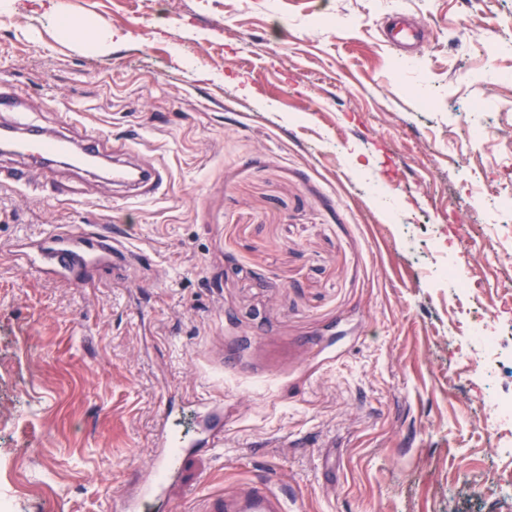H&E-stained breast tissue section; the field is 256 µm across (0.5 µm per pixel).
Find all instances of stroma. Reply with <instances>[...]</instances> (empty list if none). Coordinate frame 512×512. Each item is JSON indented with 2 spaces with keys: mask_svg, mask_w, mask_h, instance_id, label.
<instances>
[{
  "mask_svg": "<svg viewBox=\"0 0 512 512\" xmlns=\"http://www.w3.org/2000/svg\"><path fill=\"white\" fill-rule=\"evenodd\" d=\"M397 7L427 34L416 57L383 40ZM61 16L121 39L94 54ZM0 90L51 131L140 126L133 161L171 173L137 204L0 154L29 183L0 186V512H123L169 404L194 447L143 512L262 474L291 512H512L480 403L512 396V364L464 356L478 319L512 344V210L482 201L512 176V0H23ZM96 230L135 254L125 281L13 254ZM201 397L224 402L214 448Z\"/></svg>",
  "mask_w": 512,
  "mask_h": 512,
  "instance_id": "stroma-1",
  "label": "stroma"
}]
</instances>
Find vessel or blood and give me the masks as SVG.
<instances>
[{
  "label": "vessel or blood",
  "mask_w": 512,
  "mask_h": 512,
  "mask_svg": "<svg viewBox=\"0 0 512 512\" xmlns=\"http://www.w3.org/2000/svg\"><path fill=\"white\" fill-rule=\"evenodd\" d=\"M0 135L18 140L17 152L20 156L34 158L48 166L62 163L77 172L106 167L107 179L130 186L136 199L154 197L169 179V172L163 165L125 164L122 150H107L109 138L98 129L57 135L42 130L26 116L17 115L13 122L0 126ZM95 250L111 255L113 279L126 276L130 266L129 251L104 235L90 234L81 242L70 236L52 233L48 236L47 244L25 247L18 251L17 256L31 272L50 270L65 276L87 266ZM197 404L208 414L207 427L212 431V445H219L224 439L223 433L218 430L222 423V402L201 398ZM179 454V449H169L163 465L144 487V495L163 492L173 475ZM200 512H288V497L272 478L256 477L242 482L234 490L205 498Z\"/></svg>",
  "instance_id": "b4317fda"
}]
</instances>
